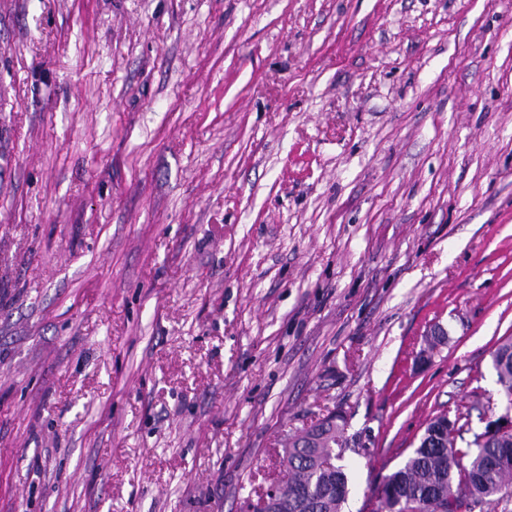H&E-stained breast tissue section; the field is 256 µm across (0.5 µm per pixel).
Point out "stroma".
Here are the masks:
<instances>
[{
	"label": "stroma",
	"mask_w": 512,
	"mask_h": 512,
	"mask_svg": "<svg viewBox=\"0 0 512 512\" xmlns=\"http://www.w3.org/2000/svg\"><path fill=\"white\" fill-rule=\"evenodd\" d=\"M507 337L512 0H0V512H244L332 411L376 512Z\"/></svg>",
	"instance_id": "35a3bbf8"
}]
</instances>
